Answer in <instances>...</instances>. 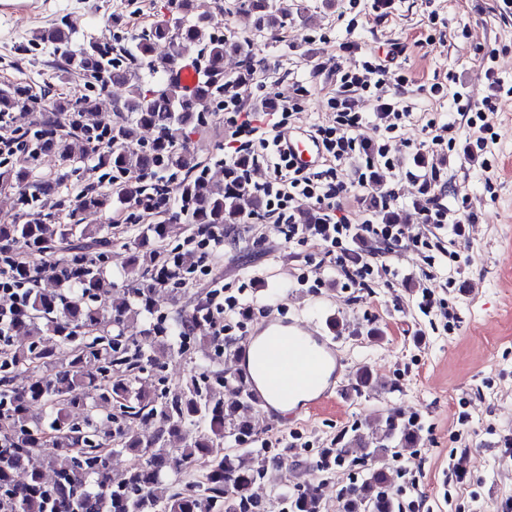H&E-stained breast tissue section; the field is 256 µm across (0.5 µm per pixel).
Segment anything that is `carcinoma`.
I'll return each instance as SVG.
<instances>
[{
  "instance_id": "cac0c4a2",
  "label": "carcinoma",
  "mask_w": 512,
  "mask_h": 512,
  "mask_svg": "<svg viewBox=\"0 0 512 512\" xmlns=\"http://www.w3.org/2000/svg\"><path fill=\"white\" fill-rule=\"evenodd\" d=\"M175 13L128 42L110 49L90 40L75 43L74 32L55 25L36 32L33 43L49 44L61 58V71H79L94 79L97 96L86 97L73 108L87 122H97L99 96L111 85H133V96L114 104L124 119L112 125V144L93 148L72 132L57 134L56 121L48 119L34 141L32 153L49 152L62 161L79 163L91 157L95 166L112 174L105 190L87 189L78 208L105 210L116 203L141 201L146 191L159 201L166 193L178 200L185 223L198 233L240 223L245 213L261 207L248 174L252 169L244 153L222 167L224 180L197 175L200 168L193 153L181 146L186 130L204 121L208 104L224 91V58H242L244 69L236 82L247 84L253 70L249 43L208 33L207 14L197 0H176ZM235 11L253 18V27L278 36L288 20L281 0H237ZM204 45L203 91L188 95L170 75L178 62ZM146 64L138 73L132 64ZM26 105L23 90L0 88V113ZM149 128L155 138L148 144L138 131ZM30 171L23 167L0 168V183L24 185ZM175 225L161 221L146 224L136 245L129 249L123 285L109 280L100 260L112 250L109 226L83 227L47 224L38 216L23 224H0V256L23 250L30 257L42 255L55 241L79 233V242L67 249L59 266L65 287L53 291L35 285L24 289L23 303L12 323L0 335L6 348L0 351V512H267L265 500L253 488L264 481L268 465L256 463L261 449L255 447L250 414L252 397L234 373L202 372L189 375L172 391L134 390L124 373L143 371L159 363L157 352H180L208 313L198 301L179 313L168 325L153 322L156 289L178 285L196 266V253L173 248L157 259L158 245L171 237ZM142 319L146 328L139 340L124 336L123 325ZM55 337L69 351L67 369L54 373L32 372L27 385L11 384L14 369L50 358L41 348L43 333ZM14 336L31 339L28 347L9 349ZM96 366V372L88 370ZM232 392L236 400L224 402L216 386ZM42 405L49 417L45 426L31 422L32 404ZM111 412L112 428L99 427L100 405ZM83 413L71 421V410ZM151 420L154 435L143 438L134 420ZM341 446L326 448L321 468L344 462L359 446L358 460H375L391 448L413 445L407 427L387 421L383 433L367 439L362 433ZM52 445L48 464L52 479L31 469L24 480L15 478L32 454ZM134 453L144 463L120 480L112 481V455ZM202 470L203 485L184 486L181 477ZM393 473L386 467H369L355 485L341 490L345 512H398L391 492ZM279 512H322L320 497L311 485L297 484L276 491Z\"/></svg>"
}]
</instances>
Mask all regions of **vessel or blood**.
Instances as JSON below:
<instances>
[{
	"instance_id": "vessel-or-blood-1",
	"label": "vessel or blood",
	"mask_w": 512,
	"mask_h": 512,
	"mask_svg": "<svg viewBox=\"0 0 512 512\" xmlns=\"http://www.w3.org/2000/svg\"><path fill=\"white\" fill-rule=\"evenodd\" d=\"M281 149L301 167L313 169L321 163V148L307 133H282ZM259 356L260 377L247 368L252 356ZM234 363L239 377L249 388L261 413L286 421L283 404L304 387L317 391L319 400L331 399L332 382L340 374L338 355L326 340L308 325L273 322L261 339H248L238 348Z\"/></svg>"
}]
</instances>
